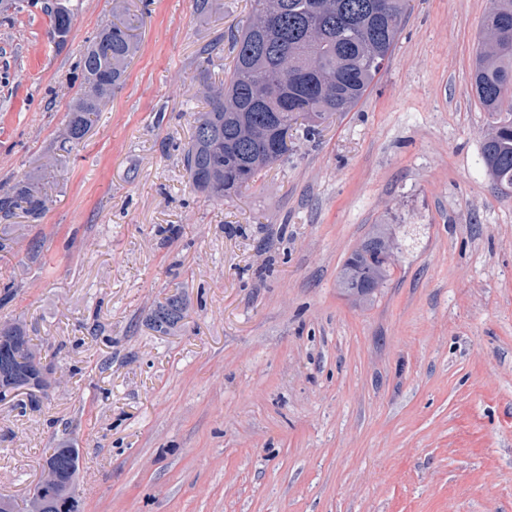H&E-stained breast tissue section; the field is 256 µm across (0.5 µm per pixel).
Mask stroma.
Instances as JSON below:
<instances>
[{
    "mask_svg": "<svg viewBox=\"0 0 512 512\" xmlns=\"http://www.w3.org/2000/svg\"><path fill=\"white\" fill-rule=\"evenodd\" d=\"M47 2L0 0V187L55 183L11 221L0 321L65 379L0 401V496L24 501L68 438L82 512H512V193L470 88L489 0H411L362 100L233 201L180 147L203 50L230 55L250 0H131L125 82L58 168L116 0H77L61 48ZM375 224L414 241L359 309L336 277ZM176 292L184 319L154 331Z\"/></svg>",
    "mask_w": 512,
    "mask_h": 512,
    "instance_id": "obj_1",
    "label": "stroma"
}]
</instances>
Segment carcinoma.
Listing matches in <instances>:
<instances>
[{"instance_id": "1", "label": "carcinoma", "mask_w": 512, "mask_h": 512, "mask_svg": "<svg viewBox=\"0 0 512 512\" xmlns=\"http://www.w3.org/2000/svg\"><path fill=\"white\" fill-rule=\"evenodd\" d=\"M374 0H251L246 24L233 36L232 61L208 52L201 68L206 110L198 113L183 163L194 187L216 199L250 189L288 156L290 130L304 122L315 135L322 121L351 111L372 87L397 39L407 0H386L390 13L372 12ZM52 30L69 31L74 11L67 0L48 10ZM134 19L122 12L85 48L80 93L68 109L59 150L83 141L93 117L121 88L137 44ZM473 61L471 91L495 117L482 142V161L496 189H512V0H490ZM224 79L210 81L211 71ZM48 191L31 178L0 193V218L23 214L38 220L48 211ZM408 240L392 224H374L338 272L336 285L353 305L371 304L396 268L394 253ZM185 306L174 294L156 304L150 325L172 329ZM47 369L22 324L0 322V399L35 387ZM79 450L61 441L47 458L65 476L79 466Z\"/></svg>"}]
</instances>
